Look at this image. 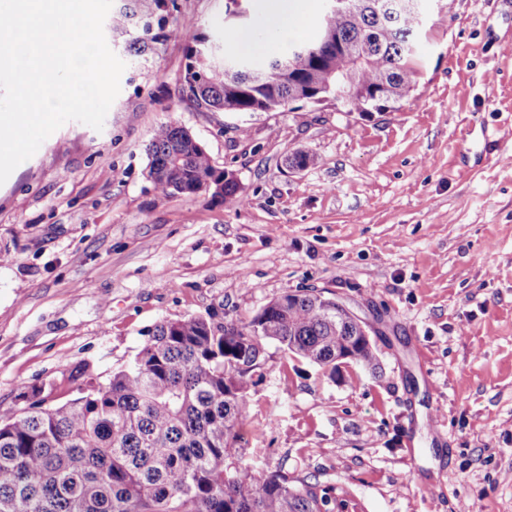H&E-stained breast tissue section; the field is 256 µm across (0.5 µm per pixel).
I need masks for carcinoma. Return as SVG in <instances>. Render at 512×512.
Returning a JSON list of instances; mask_svg holds the SVG:
<instances>
[{
    "label": "carcinoma",
    "mask_w": 512,
    "mask_h": 512,
    "mask_svg": "<svg viewBox=\"0 0 512 512\" xmlns=\"http://www.w3.org/2000/svg\"><path fill=\"white\" fill-rule=\"evenodd\" d=\"M119 2L108 27L127 36L131 55L169 40L177 0ZM395 2L351 0L323 15L314 41L243 69L225 68L210 36L187 18L182 99L205 112H276L340 92L359 112L394 110L412 87L419 27L417 8ZM147 155L156 194L209 192L241 203L233 174L215 167L186 128L158 126ZM270 341L321 368L336 369L344 349L350 362L377 365L360 325L313 292H286L248 321L209 312L162 322L107 380L76 366L75 398L48 405L53 390L33 388L24 407L0 416V512H333L331 489L281 469L258 477L236 463Z\"/></svg>",
    "instance_id": "obj_1"
}]
</instances>
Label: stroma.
Masks as SVG:
<instances>
[{
	"label": "stroma",
	"mask_w": 512,
	"mask_h": 512,
	"mask_svg": "<svg viewBox=\"0 0 512 512\" xmlns=\"http://www.w3.org/2000/svg\"><path fill=\"white\" fill-rule=\"evenodd\" d=\"M178 0L219 53L252 29L285 56L302 37L267 0ZM408 97L344 112H201L181 98L185 43L126 64L102 130L70 121L0 184V415L20 394H77L130 363L155 325L209 311L250 320L317 289L371 328L377 370L323 369L268 343L242 462L334 489L335 512H512V0H420ZM174 122L231 171L241 205L159 197L152 130ZM313 154L290 170L288 156ZM439 417L447 445L429 430Z\"/></svg>",
	"instance_id": "35a3bbf8"
}]
</instances>
